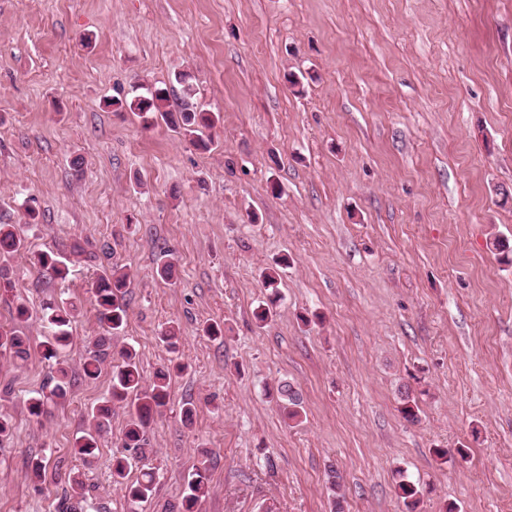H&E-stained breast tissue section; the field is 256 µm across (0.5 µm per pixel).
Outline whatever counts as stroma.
I'll list each match as a JSON object with an SVG mask.
<instances>
[{
	"label": "stroma",
	"mask_w": 512,
	"mask_h": 512,
	"mask_svg": "<svg viewBox=\"0 0 512 512\" xmlns=\"http://www.w3.org/2000/svg\"><path fill=\"white\" fill-rule=\"evenodd\" d=\"M183 71L220 115L208 149L107 106ZM30 208L26 250L0 255V328L41 340V323L16 324L21 302L78 314L67 399L43 416L26 400L54 362L0 355V512H60L73 471L99 512H169L196 469L197 512H332L331 467L344 512H405L403 475L417 512H512V265L491 247L512 240V0H0V224ZM104 244L129 276L112 349L134 346L147 384L170 357L187 366L148 429L157 491L140 505L112 479L123 406L96 458L71 451L111 387V362L83 371L105 335ZM34 251L73 257L72 274ZM282 256L281 301L257 325ZM211 321L223 336L203 334ZM173 324L174 355L159 341ZM281 382L297 425L266 394ZM407 387L415 422L398 411ZM268 393L280 403L284 417L288 420V425L301 422L303 417L301 398L291 385L280 383L276 387L269 388Z\"/></svg>",
	"instance_id": "35a3bbf8"
}]
</instances>
